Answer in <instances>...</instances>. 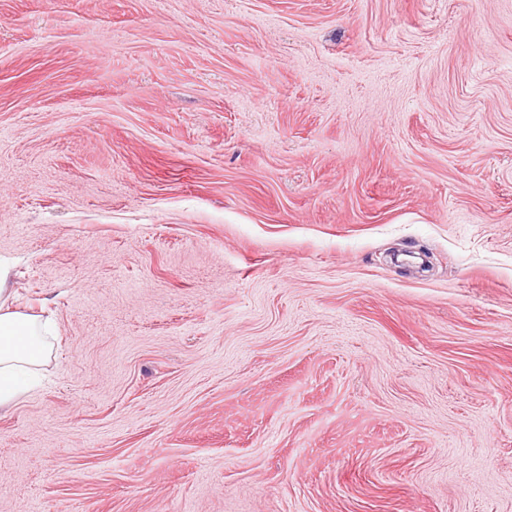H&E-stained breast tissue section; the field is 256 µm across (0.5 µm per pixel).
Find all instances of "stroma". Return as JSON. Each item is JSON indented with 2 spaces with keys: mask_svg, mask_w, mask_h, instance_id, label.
<instances>
[{
  "mask_svg": "<svg viewBox=\"0 0 512 512\" xmlns=\"http://www.w3.org/2000/svg\"><path fill=\"white\" fill-rule=\"evenodd\" d=\"M0 265V512H512V0H0ZM5 275L0 271V410L8 409L33 387L31 372L48 356L44 337L50 327L11 311L2 301Z\"/></svg>",
  "mask_w": 512,
  "mask_h": 512,
  "instance_id": "35a3bbf8",
  "label": "stroma"
}]
</instances>
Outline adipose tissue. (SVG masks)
<instances>
[{
  "mask_svg": "<svg viewBox=\"0 0 512 512\" xmlns=\"http://www.w3.org/2000/svg\"><path fill=\"white\" fill-rule=\"evenodd\" d=\"M48 331V326L0 300V410L32 389L31 374L49 354Z\"/></svg>",
  "mask_w": 512,
  "mask_h": 512,
  "instance_id": "adipose-tissue-1",
  "label": "adipose tissue"
}]
</instances>
